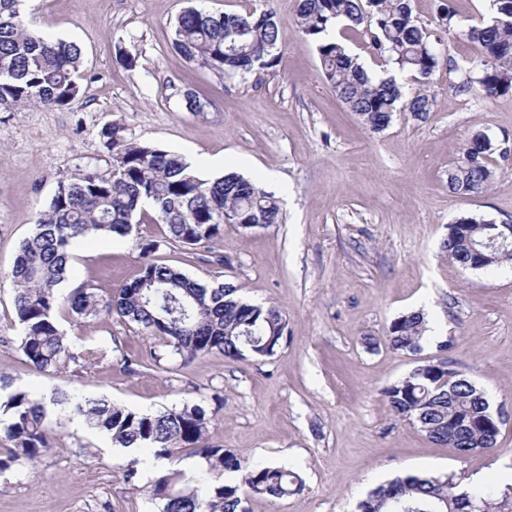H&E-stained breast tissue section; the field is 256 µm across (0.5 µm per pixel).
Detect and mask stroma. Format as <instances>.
Wrapping results in <instances>:
<instances>
[{
	"label": "stroma",
	"mask_w": 512,
	"mask_h": 512,
	"mask_svg": "<svg viewBox=\"0 0 512 512\" xmlns=\"http://www.w3.org/2000/svg\"><path fill=\"white\" fill-rule=\"evenodd\" d=\"M414 0L413 14L442 54L479 58L466 37L489 0ZM188 0H25L32 31L79 43L82 96L72 108L0 111V393L67 392L158 412L203 407L209 444L250 463H284L304 482L288 498H249L250 512H356L371 488L397 476H461L463 485L512 483V421L497 451L458 457L394 415L381 391L434 359L448 361L512 414V264L470 270L441 243L462 217L512 223V157L479 195L448 191V168L468 133L512 141V92L486 101L460 94L447 68L429 79L427 122L397 115L373 132L326 82L315 46L296 28L297 0H200L215 13L273 9L286 41L273 68L224 77L172 47V25ZM136 51L129 70L117 48ZM202 109L187 110L185 94ZM121 121L133 139L179 153L203 178L235 172L273 192L283 223L245 230L228 224L214 251L172 246L158 259L201 284L224 275L245 300L278 307L288 334L272 357L221 352L155 363L159 337L117 316L56 318L73 351L113 350L108 362L69 363L56 373L18 351L14 287L6 278L21 243L59 180L76 169L106 170L99 132ZM149 219L125 237L88 236L71 256L61 295L91 287L115 292L134 280L141 248L163 236ZM224 257L215 265L213 254ZM420 310L429 342L414 355L393 351L386 332ZM376 339L366 347L364 337ZM133 359L135 371L122 368ZM50 446L35 463L0 473V512H157L149 449L138 460L113 453L109 436L53 406ZM136 468L135 483L125 473Z\"/></svg>",
	"instance_id": "35a3bbf8"
}]
</instances>
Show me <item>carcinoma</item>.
Segmentation results:
<instances>
[{"label": "carcinoma", "mask_w": 512, "mask_h": 512, "mask_svg": "<svg viewBox=\"0 0 512 512\" xmlns=\"http://www.w3.org/2000/svg\"><path fill=\"white\" fill-rule=\"evenodd\" d=\"M22 2L0 0V109L68 108L81 97L82 49L73 41L29 30ZM338 26L364 33L418 90L406 96L394 78H370L332 36ZM297 27L314 43L324 78L363 126L382 131L400 109L418 121L428 120L430 98L424 85L441 56L431 45L430 32L413 15L412 0H298ZM466 36L479 45L481 56L474 62L446 59L448 72L459 76L457 91L485 100L511 92L512 68L494 61H512V0H491L489 15L469 27ZM285 40L271 10L216 15L189 6L175 19L172 47L220 75L245 76L257 67H272ZM476 65L479 77L472 76ZM100 139L112 157V170L84 167L60 180L9 272L21 328L18 350L26 361L39 371H57L78 358L98 363L110 357L102 346L87 348L79 357L71 352L55 317L63 305L79 318L115 314L162 337L163 350L154 355L157 363L214 351L230 359L246 352L272 356L287 329L278 308L243 300L230 281L201 285L152 255L177 243L212 244L226 223L256 229L279 224L275 195L234 172L203 179L181 156L127 136L117 120L101 128ZM497 151L489 134H470L448 169L449 192L468 196L487 191L496 176ZM146 204L167 234L142 248L139 276L109 297L92 288L61 297L58 286L68 273L72 240L91 233L127 236ZM485 224L482 218L466 217L450 225L442 243L448 258L460 266L468 263L470 242L484 235ZM425 330L424 313L411 311L391 322L387 341L395 351L415 353ZM447 351L448 345H439V358L418 366L382 394L397 417L411 421L432 441L455 450L492 452L499 434L484 426L490 402L474 381L449 368ZM53 402L69 405L73 416L106 432L117 446L149 448L155 458L171 462L184 450L206 460L207 469L200 474L169 468L158 475L151 496L161 502L160 512H249L246 503L253 496L281 499L303 491V480L286 464H251L228 449L207 445L209 419L198 405L143 413L65 392L55 394ZM0 434L13 442L0 458V472L22 459L34 462L49 447L43 403L22 390L0 399ZM226 471L237 474V480L224 482ZM358 512H512V485L474 489L453 474L397 477L368 491Z\"/></svg>", "instance_id": "1"}]
</instances>
